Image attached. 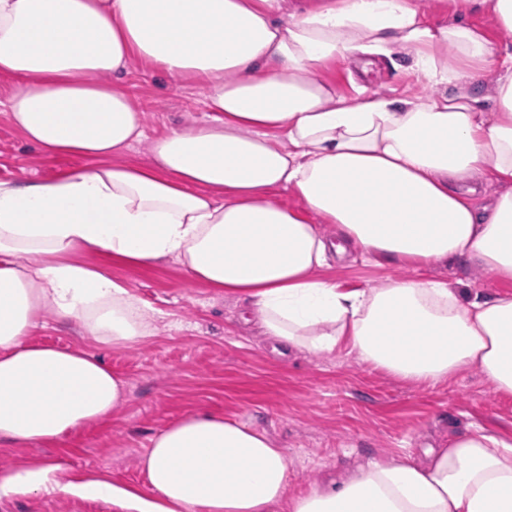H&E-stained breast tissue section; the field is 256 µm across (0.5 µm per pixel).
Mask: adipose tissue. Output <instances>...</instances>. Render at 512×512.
Returning <instances> with one entry per match:
<instances>
[{"instance_id":"obj_1","label":"adipose tissue","mask_w":512,"mask_h":512,"mask_svg":"<svg viewBox=\"0 0 512 512\" xmlns=\"http://www.w3.org/2000/svg\"><path fill=\"white\" fill-rule=\"evenodd\" d=\"M0 0L8 115L46 155L93 159L58 179L0 180V440L47 443L110 417L126 384L79 349L29 342L45 311L115 347L151 332L145 306L76 252L134 268L165 261L246 301L274 348L345 350L431 384L478 369L512 395V296L422 277L472 262L512 281V0ZM399 56L431 93L340 95L328 64ZM139 63L198 82L214 122L119 157L142 112L112 84ZM495 72L483 93L486 72ZM295 205H288L287 197ZM336 228L327 236L324 225ZM414 269L347 289L330 259ZM143 496L106 480L61 483L53 465L0 467V499L99 496L123 512H512V442L480 426L422 462L371 460L295 494L282 449L247 425L193 412L155 436Z\"/></svg>"}]
</instances>
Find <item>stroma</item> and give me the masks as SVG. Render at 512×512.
I'll use <instances>...</instances> for the list:
<instances>
[{"mask_svg":"<svg viewBox=\"0 0 512 512\" xmlns=\"http://www.w3.org/2000/svg\"><path fill=\"white\" fill-rule=\"evenodd\" d=\"M337 91L354 96L357 87L391 96L426 93L430 87L413 71L388 58L369 65L342 61L325 70ZM142 110L143 142L122 161L146 165L149 143L172 129L210 120L206 90L196 83L166 84L140 64L118 82ZM12 88L0 77V179H49L91 166L88 158L48 156L28 145L12 126L6 103ZM79 261L105 266L116 281L155 312L154 334L144 342L115 348L87 335L74 321L44 314L30 342L79 348L104 361L127 382L124 402L111 417L70 432L50 444L15 448L0 444V465L62 463V480L98 476L148 493L139 462L152 438L195 411L223 414L265 433L283 449L291 489L318 483L326 473L346 474L367 460L419 459L449 434L479 425L512 439V397L498 395L474 368L452 379L423 385L398 379L347 353L282 356L253 326L244 324L237 299L189 281L174 262L133 268L95 250ZM408 267L364 265L348 260L323 269L346 288H375L386 278L411 275ZM428 277L452 288H474L486 296L512 294L480 267L451 262L427 269ZM0 512H118L98 497L17 495L0 501Z\"/></svg>","mask_w":512,"mask_h":512,"instance_id":"1","label":"stroma"}]
</instances>
